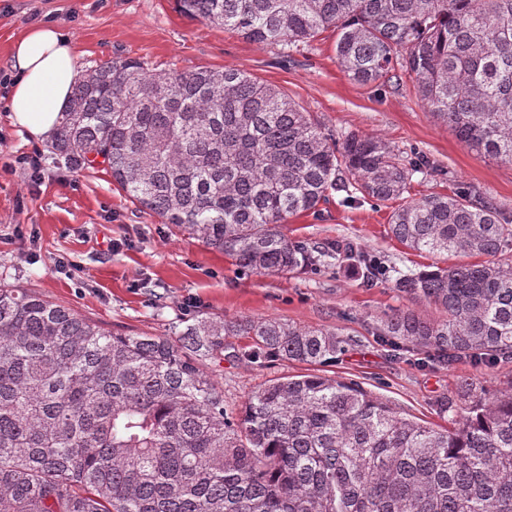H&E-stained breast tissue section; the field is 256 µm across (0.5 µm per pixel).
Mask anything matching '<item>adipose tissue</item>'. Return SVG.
<instances>
[{"mask_svg": "<svg viewBox=\"0 0 512 512\" xmlns=\"http://www.w3.org/2000/svg\"><path fill=\"white\" fill-rule=\"evenodd\" d=\"M9 67L12 85L6 109L11 123L32 137L49 136L78 77L71 37L54 24L31 27L14 41Z\"/></svg>", "mask_w": 512, "mask_h": 512, "instance_id": "adipose-tissue-1", "label": "adipose tissue"}]
</instances>
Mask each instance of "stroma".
<instances>
[{"label": "stroma", "mask_w": 512, "mask_h": 512, "mask_svg": "<svg viewBox=\"0 0 512 512\" xmlns=\"http://www.w3.org/2000/svg\"><path fill=\"white\" fill-rule=\"evenodd\" d=\"M48 22L71 35L79 71L125 56L154 71H243L283 90L327 133L378 136L404 156L426 155L437 171L415 174L410 198L474 187L512 220V164L471 152L430 116L410 81L382 90L352 81L337 61L335 32L288 53L189 19L175 0H0L1 284L35 291L122 333L168 336L201 315L284 318L333 329L351 335L353 344L325 374L356 381L404 417L439 429L456 417L452 410L440 413L439 404L455 398L462 380L494 392L512 386V362L427 367L412 348L384 346L373 328L391 312L437 315L390 283L363 287L344 264L283 277L241 272L223 252L142 210L104 168L70 169L51 154L47 140L18 132L3 109L11 86L7 60L24 31ZM26 156L39 160L38 181L30 179ZM343 198L331 193L318 212L288 218V236L309 245L352 240L402 273L446 265V257L417 254L391 237V205L364 199L351 206ZM226 342L224 358L212 371L224 385L229 415H237L247 394L266 380L309 370L285 359H241L247 338L230 336Z\"/></svg>", "instance_id": "35a3bbf8"}]
</instances>
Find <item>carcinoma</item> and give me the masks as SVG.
<instances>
[{
	"label": "carcinoma",
	"mask_w": 512,
	"mask_h": 512,
	"mask_svg": "<svg viewBox=\"0 0 512 512\" xmlns=\"http://www.w3.org/2000/svg\"><path fill=\"white\" fill-rule=\"evenodd\" d=\"M191 19L296 50L336 31L363 85L415 84L428 112L477 155L512 163V0H176ZM49 148L72 169L102 164L142 208L247 272L334 261L371 285L390 270L350 240L288 238L291 215L332 191L400 199L425 157L336 138L288 94L239 70L153 72L117 58L78 76ZM391 235L467 261L391 279L444 311L397 310L374 327L434 364L512 360V242L476 188L413 199ZM228 336L240 357L336 363L348 339L280 318L201 316L174 337L110 332L73 309L0 284V512H512V391L459 385L448 429L398 415L360 385L320 373L268 380L242 414L208 365Z\"/></svg>",
	"instance_id": "obj_1"
}]
</instances>
